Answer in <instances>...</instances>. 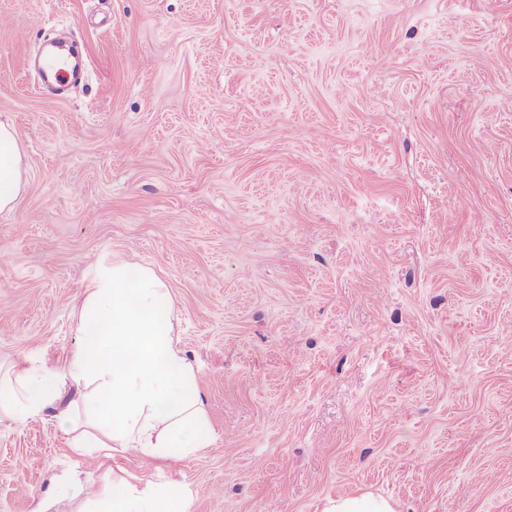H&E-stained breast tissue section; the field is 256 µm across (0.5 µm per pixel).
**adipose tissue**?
<instances>
[{
	"instance_id": "adipose-tissue-1",
	"label": "adipose tissue",
	"mask_w": 512,
	"mask_h": 512,
	"mask_svg": "<svg viewBox=\"0 0 512 512\" xmlns=\"http://www.w3.org/2000/svg\"><path fill=\"white\" fill-rule=\"evenodd\" d=\"M20 145L0 123V213L11 211L25 186ZM167 285L145 267L112 262L100 267L78 313L84 340L63 370L18 371L0 385V407L21 419L56 407L66 383L79 385L77 400L58 409L73 448L95 457L116 447L140 456L176 460L208 447L210 429L197 376L173 323ZM84 408L93 432L76 433L74 412ZM190 493L174 480L122 479L87 495L85 512H189Z\"/></svg>"
}]
</instances>
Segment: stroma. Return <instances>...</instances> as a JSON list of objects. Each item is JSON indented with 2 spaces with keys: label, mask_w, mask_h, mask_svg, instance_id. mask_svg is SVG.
<instances>
[{
  "label": "stroma",
  "mask_w": 512,
  "mask_h": 512,
  "mask_svg": "<svg viewBox=\"0 0 512 512\" xmlns=\"http://www.w3.org/2000/svg\"><path fill=\"white\" fill-rule=\"evenodd\" d=\"M0 121V374L62 370L98 266L142 265L213 435L90 465L0 412V512L114 475L189 512H512V0H0ZM20 145L13 129L0 123V213L10 212L25 186ZM322 512H396L394 504L370 493L327 499Z\"/></svg>",
  "instance_id": "35a3bbf8"
}]
</instances>
